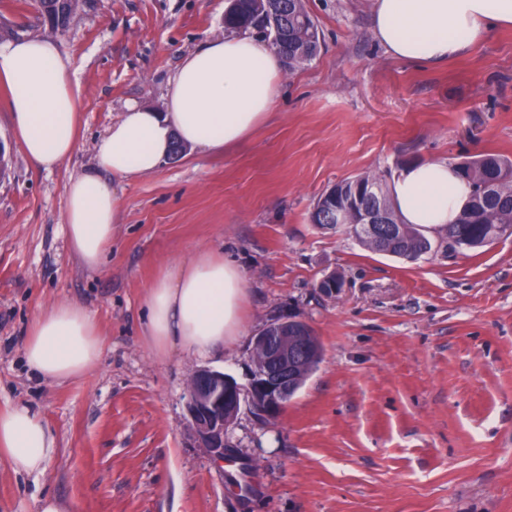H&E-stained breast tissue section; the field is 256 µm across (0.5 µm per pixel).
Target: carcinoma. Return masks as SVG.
Wrapping results in <instances>:
<instances>
[{"mask_svg": "<svg viewBox=\"0 0 512 512\" xmlns=\"http://www.w3.org/2000/svg\"><path fill=\"white\" fill-rule=\"evenodd\" d=\"M278 4L280 25L288 33V39L269 42L267 46L276 50L292 71L316 58L321 48V33L305 0H278ZM41 5L55 28L65 26L76 8L72 0H41ZM266 17V0H236L234 7L224 14V30L261 37ZM457 167L471 188L469 205L453 223L436 229L434 238L416 224L402 225L401 236L392 244L394 256L417 261L435 250L463 251L472 241L488 236L498 225H512V159L498 154H482L457 164ZM357 192L366 208L382 209L393 223L401 222L384 177L365 173L336 183L340 202ZM336 202L325 203L327 224L336 223Z\"/></svg>", "mask_w": 512, "mask_h": 512, "instance_id": "carcinoma-1", "label": "carcinoma"}]
</instances>
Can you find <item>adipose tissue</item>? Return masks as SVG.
Masks as SVG:
<instances>
[{
	"label": "adipose tissue",
	"instance_id": "1",
	"mask_svg": "<svg viewBox=\"0 0 512 512\" xmlns=\"http://www.w3.org/2000/svg\"><path fill=\"white\" fill-rule=\"evenodd\" d=\"M374 34L395 59L439 64L459 56L490 30L512 26V0H374ZM283 63L248 34L203 42L184 56L170 79L163 110L132 101L95 146L97 173L66 187L64 234L81 264L96 272L112 242L118 204L108 176L155 171L173 139L202 150L224 149L246 137L268 115ZM0 100L11 115L18 145L37 168L58 167L77 145L78 102L67 68L51 40L0 41ZM471 188L452 164L405 165L390 195L401 219L431 229L453 223ZM245 280L223 255H196L163 272L144 296L148 344L163 353L174 345L208 358L220 353L242 325ZM104 339L84 307L59 302L34 318L22 352L31 371L62 382L100 360ZM55 451L50 428L28 406L0 412V457L20 474H40Z\"/></svg>",
	"mask_w": 512,
	"mask_h": 512
}]
</instances>
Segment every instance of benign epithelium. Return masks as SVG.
I'll use <instances>...</instances> for the list:
<instances>
[{"label": "benign epithelium", "instance_id": "benign-epithelium-1", "mask_svg": "<svg viewBox=\"0 0 512 512\" xmlns=\"http://www.w3.org/2000/svg\"><path fill=\"white\" fill-rule=\"evenodd\" d=\"M349 212L356 216L349 224L352 233L374 241L377 247L397 233L387 214L364 208L358 198L350 202ZM248 351L251 372L247 385L223 372L200 367L187 387L188 432L195 447L207 449L216 461L224 459L225 432L241 410L265 423L276 420L308 376L303 363L315 364L322 357L310 323L292 314L267 321L251 336Z\"/></svg>", "mask_w": 512, "mask_h": 512}]
</instances>
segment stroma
I'll return each instance as SVG.
<instances>
[{"instance_id":"obj_1","label":"stroma","mask_w":512,"mask_h":512,"mask_svg":"<svg viewBox=\"0 0 512 512\" xmlns=\"http://www.w3.org/2000/svg\"><path fill=\"white\" fill-rule=\"evenodd\" d=\"M226 0H80L66 27L40 0H0V41L52 39L78 94V142L33 166L0 107V409L24 404L57 448L36 478L0 458V512H512V234L411 262L366 250L309 213L343 179L406 162L512 158V28L438 65L389 56L374 0H306L324 38L283 73L268 119L228 150H187L112 179L119 222L101 271L63 234L65 188L135 100L159 109L182 55L224 36ZM223 252L245 276L239 336L202 360L159 354L143 297L162 271ZM336 272L335 297L319 280ZM58 302L93 312L105 345L84 375L48 382L22 344ZM322 359L277 421L241 413L217 463L186 429V383L206 366L247 384V341L288 312Z\"/></svg>"}]
</instances>
